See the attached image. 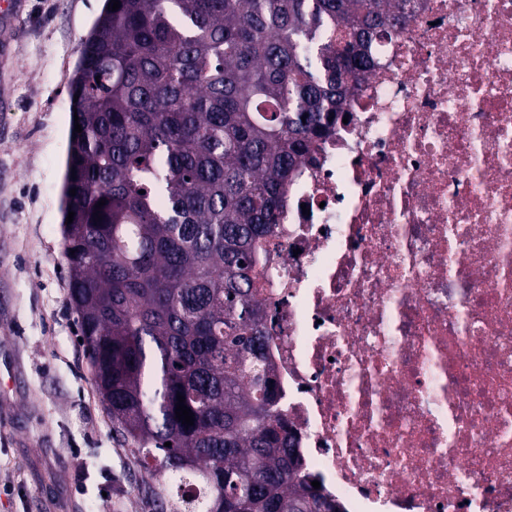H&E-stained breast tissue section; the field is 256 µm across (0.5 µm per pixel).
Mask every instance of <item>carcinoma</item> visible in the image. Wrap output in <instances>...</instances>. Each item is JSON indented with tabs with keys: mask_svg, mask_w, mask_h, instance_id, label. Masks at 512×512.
<instances>
[{
	"mask_svg": "<svg viewBox=\"0 0 512 512\" xmlns=\"http://www.w3.org/2000/svg\"><path fill=\"white\" fill-rule=\"evenodd\" d=\"M119 2L82 43L62 186L70 302L113 428L155 497L175 496L163 473L201 488L175 512H346L272 412L254 247L401 6Z\"/></svg>",
	"mask_w": 512,
	"mask_h": 512,
	"instance_id": "cac0c4a2",
	"label": "carcinoma"
}]
</instances>
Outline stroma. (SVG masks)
I'll list each match as a JSON object with an SVG mask.
<instances>
[{
	"label": "stroma",
	"instance_id": "35a3bbf8",
	"mask_svg": "<svg viewBox=\"0 0 512 512\" xmlns=\"http://www.w3.org/2000/svg\"><path fill=\"white\" fill-rule=\"evenodd\" d=\"M0 57V512H161L92 381L63 257L68 85L104 0H15Z\"/></svg>",
	"mask_w": 512,
	"mask_h": 512
}]
</instances>
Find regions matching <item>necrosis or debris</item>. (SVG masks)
I'll return each mask as SVG.
<instances>
[{"mask_svg":"<svg viewBox=\"0 0 512 512\" xmlns=\"http://www.w3.org/2000/svg\"><path fill=\"white\" fill-rule=\"evenodd\" d=\"M259 249L274 410L347 512H512V0H404Z\"/></svg>","mask_w":512,"mask_h":512,"instance_id":"necrosis-or-debris-1","label":"necrosis or debris"}]
</instances>
